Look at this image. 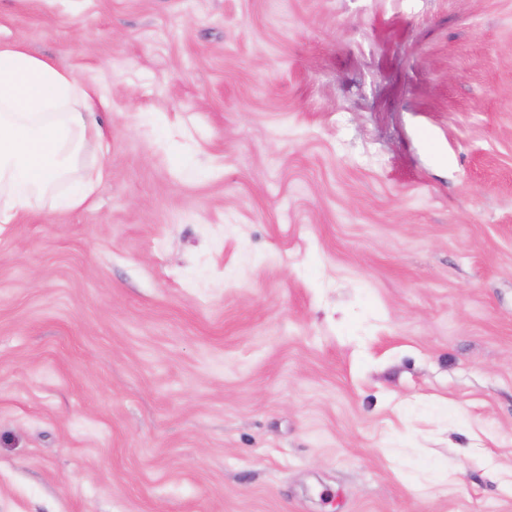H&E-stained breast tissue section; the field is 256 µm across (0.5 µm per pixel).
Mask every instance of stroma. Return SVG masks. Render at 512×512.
I'll return each instance as SVG.
<instances>
[{"mask_svg":"<svg viewBox=\"0 0 512 512\" xmlns=\"http://www.w3.org/2000/svg\"><path fill=\"white\" fill-rule=\"evenodd\" d=\"M0 41L111 96L92 205L0 226V512H512V0H0Z\"/></svg>","mask_w":512,"mask_h":512,"instance_id":"obj_1","label":"stroma"}]
</instances>
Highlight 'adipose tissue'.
I'll use <instances>...</instances> for the list:
<instances>
[{
    "mask_svg": "<svg viewBox=\"0 0 512 512\" xmlns=\"http://www.w3.org/2000/svg\"><path fill=\"white\" fill-rule=\"evenodd\" d=\"M107 102L93 85L58 60L31 54L18 43L0 42V225L17 224L53 195L60 211L88 206L108 178L106 167L82 175L57 193L79 150L95 138L108 142L95 115Z\"/></svg>",
    "mask_w": 512,
    "mask_h": 512,
    "instance_id": "obj_1",
    "label": "adipose tissue"
}]
</instances>
